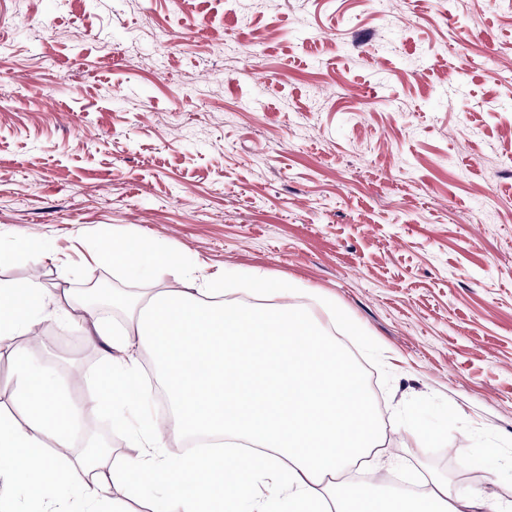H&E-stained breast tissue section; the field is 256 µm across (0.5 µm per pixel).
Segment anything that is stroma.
<instances>
[{"instance_id":"obj_1","label":"stroma","mask_w":512,"mask_h":512,"mask_svg":"<svg viewBox=\"0 0 512 512\" xmlns=\"http://www.w3.org/2000/svg\"><path fill=\"white\" fill-rule=\"evenodd\" d=\"M0 0V284L132 291L136 237L187 265L313 288L373 389L365 475L512 504V12L493 0ZM73 329L45 369L107 393ZM407 421L424 434L401 431Z\"/></svg>"}]
</instances>
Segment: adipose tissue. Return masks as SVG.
I'll list each match as a JSON object with an SVG mask.
<instances>
[{"label": "adipose tissue", "mask_w": 512, "mask_h": 512, "mask_svg": "<svg viewBox=\"0 0 512 512\" xmlns=\"http://www.w3.org/2000/svg\"><path fill=\"white\" fill-rule=\"evenodd\" d=\"M98 258L154 265L152 287L113 293L124 313L117 326L70 289L0 287V351L14 360L23 413H0V512H16L21 497L30 512H128L131 497L163 512H216L215 487L226 512H472L474 499L440 480L421 497L342 480L379 430L355 366L317 317L330 310L320 293L261 280L266 304L229 301L226 273L182 271L176 250L151 259L126 245ZM51 317L80 327L97 348L107 400H71L68 377L39 371L41 326ZM146 358L170 403L164 419L141 386ZM127 407L143 415L129 450L115 457L74 447L73 420Z\"/></svg>", "instance_id": "obj_1"}]
</instances>
